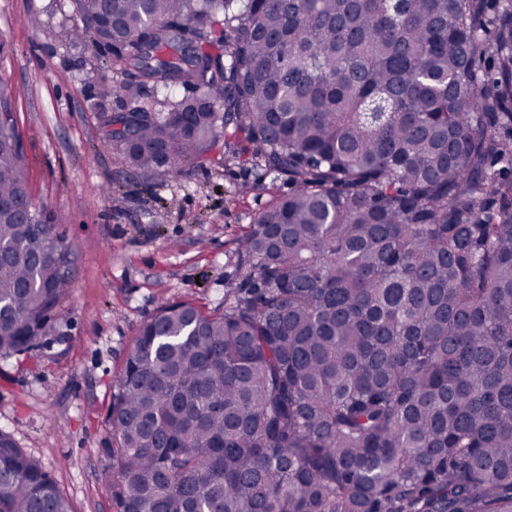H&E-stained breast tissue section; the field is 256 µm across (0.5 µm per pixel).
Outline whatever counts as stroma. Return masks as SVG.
<instances>
[{
    "label": "stroma",
    "mask_w": 512,
    "mask_h": 512,
    "mask_svg": "<svg viewBox=\"0 0 512 512\" xmlns=\"http://www.w3.org/2000/svg\"><path fill=\"white\" fill-rule=\"evenodd\" d=\"M72 0H0V81L36 205L75 253L52 332L0 353V429L42 464L75 512H116L109 410L138 331L166 301L224 309L237 239L287 193L256 165L225 162L216 144L183 175L144 186L100 140L118 101L111 53L77 42ZM243 182L255 190L234 196Z\"/></svg>",
    "instance_id": "1"
}]
</instances>
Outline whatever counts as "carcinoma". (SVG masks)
Wrapping results in <instances>:
<instances>
[{
    "label": "carcinoma",
    "mask_w": 512,
    "mask_h": 512,
    "mask_svg": "<svg viewBox=\"0 0 512 512\" xmlns=\"http://www.w3.org/2000/svg\"><path fill=\"white\" fill-rule=\"evenodd\" d=\"M74 4L112 47L103 145L128 168L178 178L222 136L288 184L224 313L140 328L109 413L119 512H512V0ZM10 97L1 353L70 283L52 216L15 217ZM0 512H73L3 430Z\"/></svg>",
    "instance_id": "1"
}]
</instances>
